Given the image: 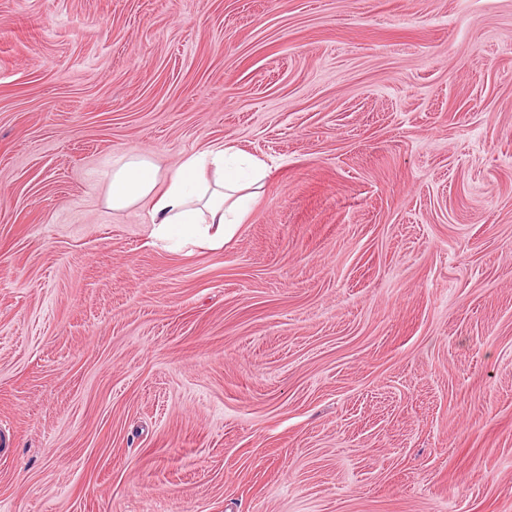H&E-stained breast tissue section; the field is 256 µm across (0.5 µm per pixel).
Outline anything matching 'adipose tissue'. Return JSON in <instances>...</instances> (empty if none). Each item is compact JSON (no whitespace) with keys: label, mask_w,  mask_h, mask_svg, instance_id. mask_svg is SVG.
<instances>
[{"label":"adipose tissue","mask_w":512,"mask_h":512,"mask_svg":"<svg viewBox=\"0 0 512 512\" xmlns=\"http://www.w3.org/2000/svg\"><path fill=\"white\" fill-rule=\"evenodd\" d=\"M230 152L229 146L214 145L203 155L186 157L164 180L149 156L129 152L109 175L107 204L125 210L149 201L156 237L221 248L244 223L266 173L259 161L246 175L227 166Z\"/></svg>","instance_id":"ef3b65f1"}]
</instances>
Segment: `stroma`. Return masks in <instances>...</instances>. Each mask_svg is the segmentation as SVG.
Masks as SVG:
<instances>
[{
	"instance_id": "stroma-1",
	"label": "stroma",
	"mask_w": 512,
	"mask_h": 512,
	"mask_svg": "<svg viewBox=\"0 0 512 512\" xmlns=\"http://www.w3.org/2000/svg\"><path fill=\"white\" fill-rule=\"evenodd\" d=\"M0 512H512V0H0ZM233 149L216 144L203 155L186 157L168 175L161 193L156 164L149 156L130 151L112 167L107 204L112 210H125L148 200L156 237L178 245L222 248L244 223L266 173L261 161H251L246 176L227 166L226 155L233 156Z\"/></svg>"
}]
</instances>
